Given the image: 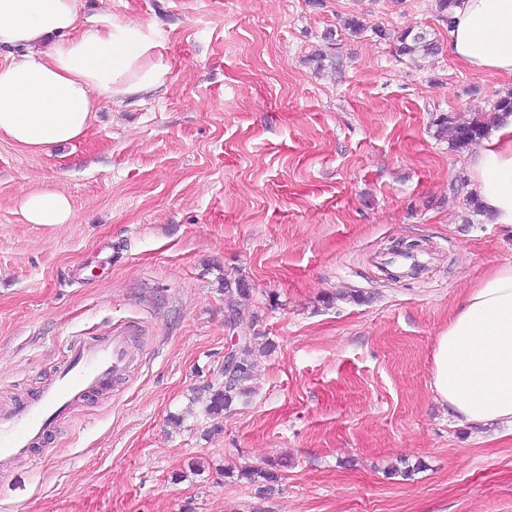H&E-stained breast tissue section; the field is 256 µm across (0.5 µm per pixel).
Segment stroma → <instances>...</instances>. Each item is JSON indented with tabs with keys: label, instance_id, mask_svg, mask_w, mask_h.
<instances>
[{
	"label": "stroma",
	"instance_id": "stroma-1",
	"mask_svg": "<svg viewBox=\"0 0 512 512\" xmlns=\"http://www.w3.org/2000/svg\"><path fill=\"white\" fill-rule=\"evenodd\" d=\"M83 11L151 26L167 83L101 99L73 144L0 139V405L36 396L70 338L106 325L135 327L142 362L71 413L51 455L0 476V512H512V428L455 425L430 386L450 312L512 263V232L470 205L467 153L434 120L488 113L512 81L397 54L409 27L445 41L436 0ZM41 191L69 198V223L25 220ZM400 240L427 266L393 281L381 265ZM231 271L270 348L250 401L211 418L194 396L222 377ZM277 457L263 500L223 474Z\"/></svg>",
	"mask_w": 512,
	"mask_h": 512
}]
</instances>
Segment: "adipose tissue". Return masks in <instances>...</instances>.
I'll list each match as a JSON object with an SVG mask.
<instances>
[{"instance_id": "adipose-tissue-1", "label": "adipose tissue", "mask_w": 512, "mask_h": 512, "mask_svg": "<svg viewBox=\"0 0 512 512\" xmlns=\"http://www.w3.org/2000/svg\"><path fill=\"white\" fill-rule=\"evenodd\" d=\"M82 0H0V139L31 153L86 136L100 98L121 104L155 92L167 70L153 57L151 27L113 18L97 25ZM447 50L462 65L512 78V0H458L447 17ZM490 223L512 230V113H498L468 157ZM31 224L68 223L60 193L22 201ZM431 388L453 419L512 427V263L491 268L439 334Z\"/></svg>"}]
</instances>
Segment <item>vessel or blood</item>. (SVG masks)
I'll list each match as a JSON object with an SVG mask.
<instances>
[{"mask_svg":"<svg viewBox=\"0 0 512 512\" xmlns=\"http://www.w3.org/2000/svg\"><path fill=\"white\" fill-rule=\"evenodd\" d=\"M129 328L112 326L96 336H75L65 363L32 401L0 409V467L28 459L34 445L55 432L90 397L109 394L135 364Z\"/></svg>","mask_w":512,"mask_h":512,"instance_id":"b4317fda","label":"vessel or blood"}]
</instances>
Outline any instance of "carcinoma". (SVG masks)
<instances>
[{"mask_svg":"<svg viewBox=\"0 0 512 512\" xmlns=\"http://www.w3.org/2000/svg\"><path fill=\"white\" fill-rule=\"evenodd\" d=\"M397 52L410 58L427 57L439 52L437 41L424 31L413 28L403 30L397 37ZM437 136L450 137L453 148L468 149L480 143L489 126L487 118L479 114L465 124L457 123L453 117L441 114L436 119ZM245 279L224 275V320H247L249 326L258 322V315L248 314L251 297L250 289L244 287ZM268 347L263 334L255 330L249 339L234 345L238 370L234 377L224 383L207 382L201 392L206 395L205 413L221 415L238 401L246 402L256 393L252 385L255 373V353ZM280 460H267L261 465H245L240 468L224 470V477L233 478L255 488L259 499L267 498L274 491V485L281 480L277 467Z\"/></svg>","mask_w":512,"mask_h":512,"instance_id":"cac0c4a2","label":"carcinoma"}]
</instances>
